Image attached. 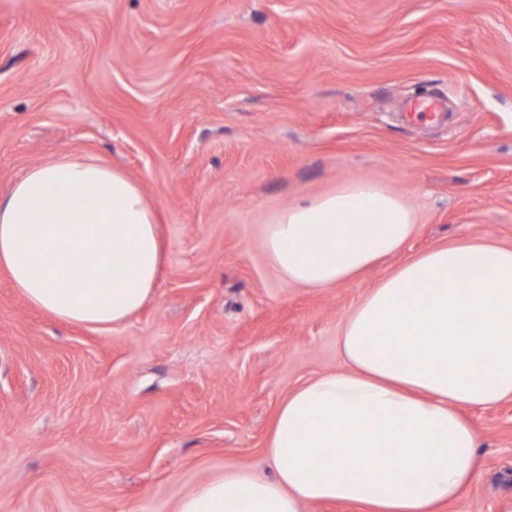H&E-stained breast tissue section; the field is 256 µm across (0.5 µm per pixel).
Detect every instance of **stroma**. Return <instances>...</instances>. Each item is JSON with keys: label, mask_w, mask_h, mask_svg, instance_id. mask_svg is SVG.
I'll use <instances>...</instances> for the list:
<instances>
[{"label": "stroma", "mask_w": 512, "mask_h": 512, "mask_svg": "<svg viewBox=\"0 0 512 512\" xmlns=\"http://www.w3.org/2000/svg\"><path fill=\"white\" fill-rule=\"evenodd\" d=\"M439 99L442 123H409ZM157 209L153 297L99 330L0 272V512H174L270 473L272 417L343 367L344 316L403 259L512 247V0H0V194L62 155ZM372 179L415 214L399 254L330 288L279 278L262 228ZM481 468L446 512L512 499V400L470 412Z\"/></svg>", "instance_id": "35a3bbf8"}]
</instances>
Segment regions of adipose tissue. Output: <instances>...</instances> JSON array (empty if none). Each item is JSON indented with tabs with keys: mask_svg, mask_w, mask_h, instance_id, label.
Instances as JSON below:
<instances>
[{
	"mask_svg": "<svg viewBox=\"0 0 512 512\" xmlns=\"http://www.w3.org/2000/svg\"><path fill=\"white\" fill-rule=\"evenodd\" d=\"M412 210L363 179L279 212L264 248L282 278L328 288L401 251ZM164 247L155 209L111 165L68 155L33 166L0 198V271L58 320L120 326L154 294ZM342 371L278 405L270 478L214 475L175 512H442L473 481L467 416L512 400V248L441 245L400 263L346 316Z\"/></svg>",
	"mask_w": 512,
	"mask_h": 512,
	"instance_id": "1",
	"label": "adipose tissue"
}]
</instances>
